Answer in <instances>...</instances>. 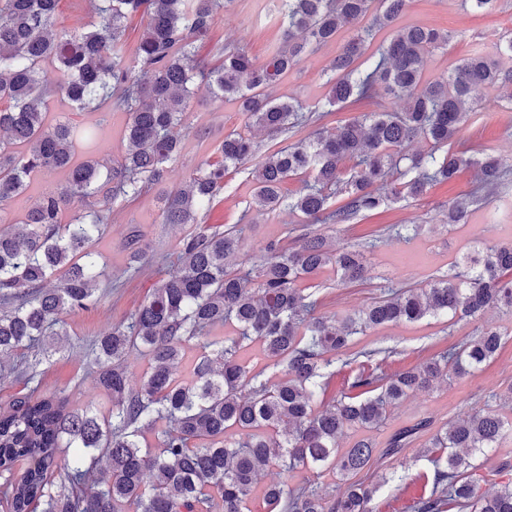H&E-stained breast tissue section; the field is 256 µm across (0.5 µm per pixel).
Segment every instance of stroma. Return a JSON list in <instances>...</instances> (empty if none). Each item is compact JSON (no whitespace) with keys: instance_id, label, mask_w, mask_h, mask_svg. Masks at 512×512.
I'll use <instances>...</instances> for the list:
<instances>
[{"instance_id":"1","label":"stroma","mask_w":512,"mask_h":512,"mask_svg":"<svg viewBox=\"0 0 512 512\" xmlns=\"http://www.w3.org/2000/svg\"><path fill=\"white\" fill-rule=\"evenodd\" d=\"M398 24L463 32V39L450 42L447 48L431 56L425 72L426 78L431 79L477 51L498 57V45L512 34V0H501L491 12L475 10L470 0H409ZM282 31L275 0H231L209 37L201 42L199 57L207 63L215 62L214 45L220 42L243 46L261 64L279 43ZM340 48V42L336 41L306 57L278 82L273 95L290 96L310 106L324 101L329 90L327 78ZM477 96L483 106L471 113L463 126L456 140L457 149L512 161V103L493 89L480 90ZM46 110L50 119H66L88 129V136L76 142L77 161L105 156L117 160L123 155L124 113H113L101 122L96 115L57 97L48 98ZM245 124V115L233 101L215 102L206 95H196L189 103L185 146L180 160L171 168L168 187L179 186L203 160L216 156L212 141H199L194 135L196 129L206 127L224 134L244 130ZM248 172L245 166L225 172L224 192L206 213L204 221L209 226L240 225L241 254L253 265L263 260L269 245L294 247L297 235L304 233L307 226L302 216L286 211L269 216L258 213L254 184ZM64 183L60 173L37 175L28 189L0 214V228L20 220L39 196L59 189ZM476 184L475 171L468 169L451 182L432 185L420 198L389 204L345 224L315 225V232L325 235L335 248L362 251L365 265L364 278L356 283H341L331 266L314 277L321 301L319 315L343 319L381 297L385 288L428 287L435 275L448 271L456 259L473 248L512 243V180L501 186L485 206L472 208L468 223H447L449 206L467 201ZM399 224L417 225L418 231L407 239L399 237L395 231ZM133 229L141 231L147 246V258L134 272L128 268L125 247ZM187 231V226L163 223L154 194L115 205L111 231L99 245L110 278L101 284L100 301L95 307L67 315V340L59 352L39 367L40 392L58 394L73 405L92 400L98 407L107 406L105 394L95 391L83 379L91 360L90 348L96 336L126 320L151 288L166 277ZM484 329H495L502 334V347L490 364L471 374L441 379L431 389L411 394L390 410L382 427L371 433L345 429L340 447H348L367 434L377 448H385L391 435L421 418L429 419L436 429L484 406L507 412L512 407V315L506 312L496 309L476 319L428 316L412 324H390L357 336L355 346L393 349L386 370L394 373L415 366ZM426 440V435L417 436L398 460L374 456L373 471H393L397 479L377 492L371 503L373 512H411L414 501L426 493L425 481L432 478L433 466L417 455ZM477 463L474 476L480 489L511 482L512 437L504 438L498 448L479 457ZM273 481H284L291 487L308 482L332 494L344 488L332 474L320 476L312 471H299L286 475L273 467L260 476L248 501L250 512H266L263 487Z\"/></svg>"}]
</instances>
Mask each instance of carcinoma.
<instances>
[{
  "label": "carcinoma",
  "instance_id": "carcinoma-1",
  "mask_svg": "<svg viewBox=\"0 0 512 512\" xmlns=\"http://www.w3.org/2000/svg\"><path fill=\"white\" fill-rule=\"evenodd\" d=\"M58 0H0V206L21 195L37 173L63 171L59 192L39 197L24 219L0 230V372L34 381L41 359L57 351L69 332L64 316L95 306L105 261L96 243L111 229L114 205L158 190L166 224L202 223L201 213L224 193V173L256 153L252 139L232 131L220 140V159L205 161L186 185L167 189L182 154L187 100L200 90L237 101L248 123L295 136L325 117L268 90L313 49L356 35L332 64L326 104L379 95L395 108L368 112L332 130L318 127L251 169L259 211L300 213L309 224H343L385 205L376 190L406 162L394 199H415L427 186L477 169L478 190H495L512 173L506 160L470 157L454 139L478 107V88L509 89L512 69L480 52L446 75L423 81L433 52L454 38L419 26L394 28L407 0H279L285 30L270 59L258 65L240 46H223L221 64L197 59V42L211 32L224 0H102L95 20L55 28ZM146 24L126 58L127 23ZM390 29L371 54L358 59L376 34ZM62 97L89 112L127 116L126 152L110 165L73 159L75 130L47 121L46 98ZM418 136L432 143L425 156L403 153ZM350 162V169L345 163ZM310 178L305 190L285 196L282 184ZM347 194L336 205V195ZM242 229L194 228L180 241L176 271L160 281L130 318L97 337L87 375L111 408L71 407L56 394L11 399L0 408V507L5 512H250L247 502L262 471H328L346 481L329 496L305 483L265 487L267 512H372L379 487L356 476L369 466L375 444L363 437L348 448L338 438L348 427L371 431L409 394L425 391L452 372L469 374L490 362L501 334L465 338L428 361L395 375L360 371L332 403L317 407L333 359L366 330L428 315L477 318L490 309L512 312V244L466 254L450 274L426 289L389 288L362 314L336 321L316 315L319 299L301 284L333 266L343 282L364 277L363 253L336 250L313 231L297 245H272L264 262L247 268L240 255ZM130 261L146 258L141 235L127 239ZM229 326L232 336H210ZM199 354L190 375L176 368L185 349ZM258 343L280 376L272 381L242 354ZM148 360L138 387L125 369L128 353ZM430 421L396 431L385 454L400 453ZM154 444L144 442V433ZM512 434V418L489 407L433 433L421 457L434 465L432 490L414 512H512V483L481 492L471 459ZM60 482L51 480L54 469Z\"/></svg>",
  "mask_w": 512,
  "mask_h": 512
}]
</instances>
